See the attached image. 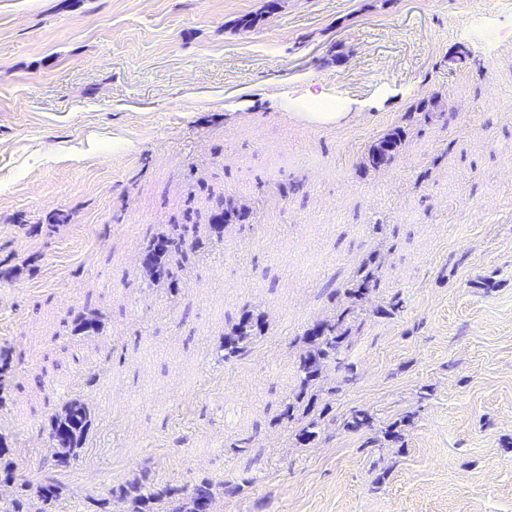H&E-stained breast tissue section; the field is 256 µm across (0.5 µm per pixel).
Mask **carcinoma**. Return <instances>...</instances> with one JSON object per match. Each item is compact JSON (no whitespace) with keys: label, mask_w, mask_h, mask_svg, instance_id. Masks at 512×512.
Here are the masks:
<instances>
[{"label":"carcinoma","mask_w":512,"mask_h":512,"mask_svg":"<svg viewBox=\"0 0 512 512\" xmlns=\"http://www.w3.org/2000/svg\"><path fill=\"white\" fill-rule=\"evenodd\" d=\"M437 99L422 100L404 115V124L384 133L369 146L364 165L368 169L385 166L400 153L406 144L408 127L430 122L436 112ZM246 212L231 201L224 202V212L214 215L208 224L209 236L223 240L224 225L240 223ZM194 226L172 224L163 234L149 241L142 253L141 268L144 277L152 283L166 285L172 293L179 292V269L195 255L197 242L192 239ZM381 262L372 254L357 270L352 284L339 295L333 315L321 319L300 337L297 356V393L294 402L287 403L278 415L282 423L294 426L296 441L310 443L320 436L318 420L311 417L316 410L314 389L323 369L330 364L345 369L344 382L353 381L352 370L344 362V351L351 341L350 333L361 317L362 303L367 295L379 287L378 269ZM100 317L93 311L81 312L71 321L74 336H95L101 330ZM265 330L262 317L244 311L224 332V361L244 355L248 347ZM15 357L9 346H0V407L6 403L5 390L10 382ZM347 425L357 431L370 430L374 420L370 414L358 410L350 416ZM92 427V414L80 398H71L49 418V433L45 455V469L37 486L20 478L11 459L13 442L0 435V483L16 486L17 494L0 508V512H28V493H34L46 508L55 507L61 497L54 472L77 462ZM235 496L243 486L234 481L215 484L202 478L191 485L162 482L152 469L145 467L140 476L129 485L113 487L107 496L97 500L99 512H208L217 490Z\"/></svg>","instance_id":"1"}]
</instances>
